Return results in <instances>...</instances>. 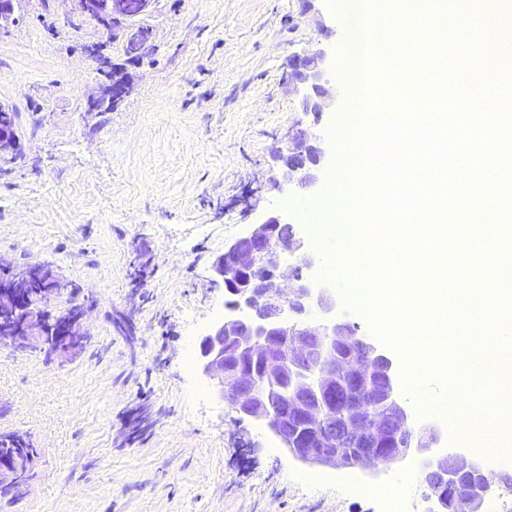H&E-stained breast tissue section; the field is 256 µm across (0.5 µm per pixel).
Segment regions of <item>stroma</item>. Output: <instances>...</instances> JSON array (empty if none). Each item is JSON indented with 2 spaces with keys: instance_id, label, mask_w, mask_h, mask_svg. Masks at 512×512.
Segmentation results:
<instances>
[{
  "instance_id": "obj_1",
  "label": "stroma",
  "mask_w": 512,
  "mask_h": 512,
  "mask_svg": "<svg viewBox=\"0 0 512 512\" xmlns=\"http://www.w3.org/2000/svg\"><path fill=\"white\" fill-rule=\"evenodd\" d=\"M350 21L330 0L309 14L300 0H151L129 19L152 35L131 66L96 21L21 0L0 30V104L23 148L0 158V261L50 265L64 283L50 307L84 308L86 342L65 363L0 344V435L39 453L0 512H415L414 459L374 474L305 464L185 363L229 300L210 272L225 245L280 213L317 251L285 204L320 191L274 187L270 154L300 129L324 139L347 111ZM96 44L132 85L102 113L85 109L107 79ZM318 44L333 101L316 118L284 78Z\"/></svg>"
}]
</instances>
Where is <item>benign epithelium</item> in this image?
I'll list each match as a JSON object with an SVG mask.
<instances>
[{"mask_svg":"<svg viewBox=\"0 0 512 512\" xmlns=\"http://www.w3.org/2000/svg\"><path fill=\"white\" fill-rule=\"evenodd\" d=\"M68 10L82 15L97 13L118 27L127 17L143 11L149 0H65ZM327 50H302L288 57V82L304 94V111H325L332 97L324 81ZM127 84L111 83L87 99L89 110L120 104L129 94ZM11 107L0 104V157L21 150L16 130L7 121ZM322 151L316 138L296 133L288 146L273 155L282 165V183L313 187L318 183ZM289 236H284V233ZM302 244L293 225L282 215L268 213L260 222L224 246V254L212 265L214 282L232 296L231 314L213 325L199 344L197 368L216 381L220 398L234 402L240 415L261 421L298 460L318 466L361 469L376 473L379 451L396 459H419L420 477L431 492L430 512H479L495 482L483 460L460 452L441 454L440 427H423L414 436L409 414L399 396L398 366L383 348L357 334L358 326L336 313V293L323 283L303 275L318 263L305 252L292 265L282 254L300 251ZM62 284L48 265L27 266L13 274L12 283H0V343L17 347L41 341L61 359H70L84 347L85 315L76 311L67 319L43 305L57 295ZM308 306L320 313L311 322L292 321L288 312ZM235 354L242 364L229 369L226 359ZM386 385L374 396L388 428H379L362 416V388L374 377ZM288 389V410L275 413L274 394L280 385ZM343 394L349 421L344 428L325 411L323 397ZM1 439L18 448L13 460L0 462V494L15 491L32 469L37 450L16 434ZM469 487L460 489L462 479Z\"/></svg>","mask_w":512,"mask_h":512,"instance_id":"1","label":"benign epithelium"}]
</instances>
